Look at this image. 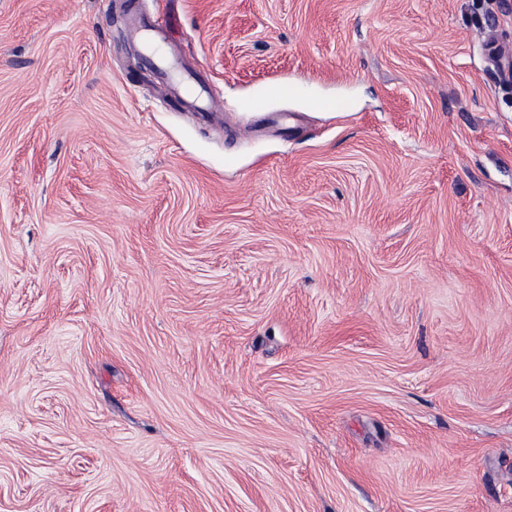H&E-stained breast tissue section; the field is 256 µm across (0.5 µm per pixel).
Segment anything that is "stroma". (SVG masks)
I'll list each match as a JSON object with an SVG mask.
<instances>
[{
	"mask_svg": "<svg viewBox=\"0 0 512 512\" xmlns=\"http://www.w3.org/2000/svg\"><path fill=\"white\" fill-rule=\"evenodd\" d=\"M0 0V512H512L502 0ZM135 21L145 32L146 42L153 48L151 63L159 76L182 92L185 102L191 109L196 112L210 113V109L206 106L208 96L202 79L198 75L176 66L158 45L155 46V44H159L163 28L147 19L140 18Z\"/></svg>",
	"mask_w": 512,
	"mask_h": 512,
	"instance_id": "35a3bbf8",
	"label": "stroma"
}]
</instances>
